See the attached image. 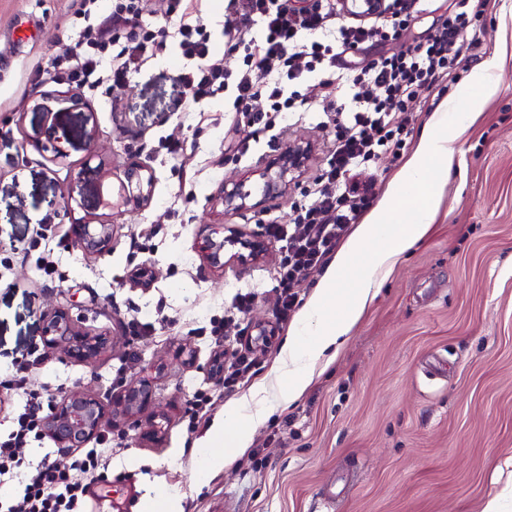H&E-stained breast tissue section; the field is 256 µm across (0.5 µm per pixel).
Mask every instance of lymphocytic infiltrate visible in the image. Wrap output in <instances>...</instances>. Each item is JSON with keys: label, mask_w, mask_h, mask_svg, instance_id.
I'll return each mask as SVG.
<instances>
[{"label": "lymphocytic infiltrate", "mask_w": 512, "mask_h": 512, "mask_svg": "<svg viewBox=\"0 0 512 512\" xmlns=\"http://www.w3.org/2000/svg\"><path fill=\"white\" fill-rule=\"evenodd\" d=\"M470 2L453 0L448 16L412 48L342 73L336 67L344 54L366 43L388 41L422 11L424 0H385L382 12L339 27L334 24L337 0H312L301 10L289 9L288 0H228L234 20L224 31L225 51L243 54L241 65L234 69L214 56L203 26H179L175 45L194 62L182 76L192 102L205 104L227 93L233 111L247 119L246 138H239L234 127L225 133L237 156L249 155L253 143L270 131L274 115L300 110L302 103L292 87L315 69L324 73L319 88L326 90L340 81L347 89L348 102L333 117V147L313 192L287 223L272 221L265 226L266 235L282 244L275 288L278 322L288 321L302 302L303 283L328 265L352 225L368 211L373 181L365 173L381 155L396 157L404 149L417 121L408 103L419 89L442 91L455 81L457 62L473 49L460 38L473 20ZM98 9L99 0H80L79 32L53 62L56 78L89 94L107 81L125 86L131 71L168 45L164 30L140 25L135 0H116L101 24L96 21ZM256 24L262 36L255 45L247 34ZM261 74L271 76V83L258 85ZM43 409L41 394L27 392L11 431L0 436V477L26 475L23 495L8 512H84L91 485L110 479L107 454L112 439L104 436L97 447L75 451L68 467L44 461L25 470L18 450L41 438Z\"/></svg>", "instance_id": "f902f5d3"}]
</instances>
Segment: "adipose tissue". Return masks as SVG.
<instances>
[{"label": "adipose tissue", "instance_id": "adipose-tissue-1", "mask_svg": "<svg viewBox=\"0 0 512 512\" xmlns=\"http://www.w3.org/2000/svg\"><path fill=\"white\" fill-rule=\"evenodd\" d=\"M469 113H434L410 160L376 207L337 252L281 347L271 382L228 403L199 440L192 462L206 483L248 448L254 432L279 408L297 400L328 352L339 349L381 284L429 230L436 199L448 180L456 139Z\"/></svg>", "mask_w": 512, "mask_h": 512}]
</instances>
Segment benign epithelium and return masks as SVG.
Masks as SVG:
<instances>
[{
  "mask_svg": "<svg viewBox=\"0 0 512 512\" xmlns=\"http://www.w3.org/2000/svg\"><path fill=\"white\" fill-rule=\"evenodd\" d=\"M344 10L352 14H370L384 4V0H341ZM50 98L45 97L36 103L33 110L43 116V126L39 134L46 137L51 145L54 159H64L68 155L66 144L70 143L67 130L61 120L62 112L49 105ZM307 155L306 146L293 141L281 153L278 159L259 172L263 180V193L266 197H279L288 191L291 181L287 176L301 170ZM151 183V178H143L140 171L133 170L127 174V182L121 184L117 199L110 200L102 194V175L94 170L90 186L94 188L102 205L114 208L130 203L142 204L148 200L143 191V183ZM249 194L236 186L223 192L221 197L224 212L234 213L246 206ZM114 226L111 224H94L90 221L73 222L72 237L69 245L89 259L107 250L112 243ZM207 237L201 246L203 262L209 267L224 269V246L226 240ZM254 335L250 337V346L256 352L266 350L272 338L271 328L264 322L254 324ZM46 343L56 350L62 360L70 363L91 364L97 361L108 349L111 339L105 334L93 333L80 325L73 318L69 309L58 307L47 316ZM156 389L146 379H137L128 384L114 400L105 403L88 394L80 385L64 391L54 398L46 417L45 433L60 448H84L97 438L105 423L115 416L136 419L154 402Z\"/></svg>",
  "mask_w": 512,
  "mask_h": 512,
  "instance_id": "1",
  "label": "benign epithelium"
}]
</instances>
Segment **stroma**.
<instances>
[{
  "mask_svg": "<svg viewBox=\"0 0 512 512\" xmlns=\"http://www.w3.org/2000/svg\"><path fill=\"white\" fill-rule=\"evenodd\" d=\"M197 5L215 53L236 67L239 57L224 53L225 0ZM473 6L462 38L477 43L476 56L457 65L444 93L420 90L409 105L418 115L414 145L433 112L464 102L475 71L489 69L498 83L457 142L428 234L303 395L256 430L250 452L197 487L191 462L203 431L187 428L193 394L208 389L210 421L237 397L208 376L214 349L199 330L227 315L244 289L256 297L229 328L224 351L246 342L252 323L275 322L280 245L265 240L264 226L286 219L324 168L329 103L314 80L298 84L308 109L275 129L280 145L302 141L311 152L288 193L266 200L256 171L275 151L263 142L243 159L225 151L230 125L249 128L223 100L202 114L182 111L188 60L166 49L127 86L85 95L49 76L64 50L61 36L78 29L76 0H0V370L42 343L46 315L58 306L112 338L95 364L65 363L52 351L31 368L25 388L0 385V433L25 389L58 395L79 382L108 401L113 369L122 365L128 379L147 377L156 387L138 422L118 417L108 427L110 495L130 512H140L145 495L172 488L185 492V512H320L325 494L335 498L332 512H483L492 499L498 512H512V0ZM49 95L80 101L67 115L71 144L62 161L34 141L43 118L33 106ZM89 111L97 122L92 143L84 138ZM166 138L183 141L178 159L159 148ZM87 166L101 168L107 191L132 167L152 171L147 204L119 213L97 206L82 176ZM237 184L256 205L225 213L220 197ZM65 196L74 205L68 216L52 208ZM74 218L112 222L111 249L92 259L71 249ZM219 225L265 240V256L210 270L198 246ZM45 250L58 259L51 279L40 269ZM144 264L153 278L134 284L131 272ZM133 318L152 332L129 343L124 329Z\"/></svg>",
  "mask_w": 512,
  "mask_h": 512,
  "instance_id": "stroma-1",
  "label": "stroma"
}]
</instances>
